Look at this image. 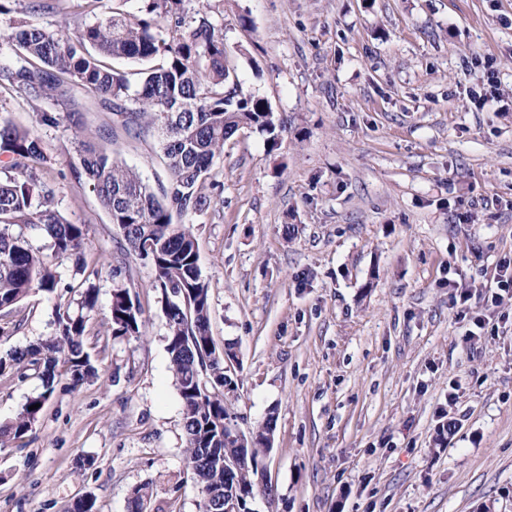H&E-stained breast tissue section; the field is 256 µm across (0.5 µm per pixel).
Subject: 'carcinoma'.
<instances>
[{"label":"carcinoma","mask_w":512,"mask_h":512,"mask_svg":"<svg viewBox=\"0 0 512 512\" xmlns=\"http://www.w3.org/2000/svg\"><path fill=\"white\" fill-rule=\"evenodd\" d=\"M141 2L136 14L103 16L97 13L101 0H77L87 20L73 29L24 22L0 30V45L11 49V56L0 60V91L33 104L40 127L64 122L75 127V179L97 196L128 251L152 267L182 403L187 464L202 478L200 512H215L209 496L223 495L224 481L246 495L258 488L259 468L266 466L267 456L261 438L276 418L270 414L258 424L246 458L224 478V456L236 454L224 444V419L235 414V397L223 390L224 361L211 358L209 288L201 276L195 236L183 218L209 208L204 184L226 141L243 129H255L277 150L287 125L267 99L243 91L212 7L196 9L191 0ZM111 59L148 67L128 73L112 66ZM156 59L160 63L152 64ZM83 99L121 116L128 133L143 123L157 129L167 184L152 190L108 148L81 139ZM45 101H64L69 109L61 113L37 107ZM2 154L10 165L0 176V312L12 313L34 292L54 294L59 303L54 335L0 355L1 375L23 378L32 371L42 386L0 426L1 445L28 437L59 376H68L74 387L97 377L84 340L97 314L98 290L92 280L101 273L80 257L77 273L83 278L58 291L60 275L53 260L82 253L86 225L70 223L56 208L53 158L35 129L1 120ZM25 228L44 232L51 253L33 246ZM73 292L78 294L75 310L64 299ZM108 321L114 338L145 336L141 310L127 288L112 290ZM37 403L40 407L29 409ZM150 496L148 485L135 487L130 512H146Z\"/></svg>","instance_id":"1"}]
</instances>
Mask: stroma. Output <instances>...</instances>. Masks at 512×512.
Returning <instances> with one entry per match:
<instances>
[{
	"label": "stroma",
	"mask_w": 512,
	"mask_h": 512,
	"mask_svg": "<svg viewBox=\"0 0 512 512\" xmlns=\"http://www.w3.org/2000/svg\"><path fill=\"white\" fill-rule=\"evenodd\" d=\"M10 0L0 27H76L59 0ZM244 91L288 121L277 150L246 130L215 160L208 210L190 216L211 334L234 343L240 427L275 413L274 497L252 512H512V300L466 339L451 282L483 288L512 258V0H213ZM495 77L502 99L472 91ZM85 128L151 187L166 178L154 129L119 116ZM63 216L101 270L87 338L100 377H60L26 446L0 447V512H199L181 399L151 266L130 254L74 178V132L41 129ZM129 289L144 339L107 332ZM55 296L13 311L0 354L55 330ZM41 390L0 375V425ZM92 467L80 468L83 458Z\"/></svg>",
	"instance_id": "35a3bbf8"
}]
</instances>
